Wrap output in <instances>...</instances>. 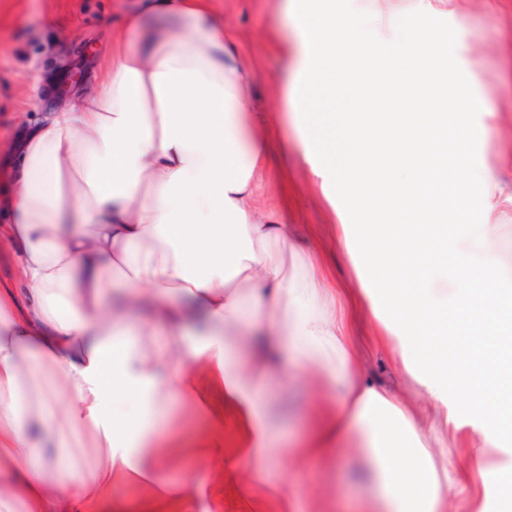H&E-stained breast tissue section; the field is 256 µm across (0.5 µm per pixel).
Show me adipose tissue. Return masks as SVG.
<instances>
[{
    "label": "adipose tissue",
    "instance_id": "adipose-tissue-1",
    "mask_svg": "<svg viewBox=\"0 0 512 512\" xmlns=\"http://www.w3.org/2000/svg\"><path fill=\"white\" fill-rule=\"evenodd\" d=\"M330 0H285L300 34L292 104L329 119L306 136L347 142L353 221L336 227L362 282L351 308L426 407L364 365L336 313L338 288L307 238L260 208L271 113L254 111L250 42L225 30L211 0H140L93 92L73 91L13 143L18 158L0 225L12 275L0 286V512H194L188 483L152 479L168 457L158 432L173 399L195 402L213 438L215 484L237 491L267 473L276 433L271 388L304 373L334 395L313 448L364 451L368 512H444L458 482L448 450L481 419L470 464L491 471L512 512V470L490 449L512 430V224L490 223L473 192L481 102L450 73L438 32L416 13L387 45L372 19L340 21ZM355 113H333L337 89ZM130 285L107 304L110 282ZM232 419L237 445L220 431ZM151 484L131 502L115 477Z\"/></svg>",
    "mask_w": 512,
    "mask_h": 512
}]
</instances>
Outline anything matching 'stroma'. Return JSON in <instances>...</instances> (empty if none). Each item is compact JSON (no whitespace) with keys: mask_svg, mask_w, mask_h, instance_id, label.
<instances>
[{"mask_svg":"<svg viewBox=\"0 0 512 512\" xmlns=\"http://www.w3.org/2000/svg\"><path fill=\"white\" fill-rule=\"evenodd\" d=\"M136 0H0V194L13 172L12 144L33 118L31 100L41 111L62 107L76 88L92 89L93 75L112 47V34ZM226 29L253 40L252 62L259 77L257 92L271 96L281 86L291 63L263 35L277 29L294 38L281 0H212ZM423 5L430 24L447 46L448 66L485 100V109L469 113L480 130L473 161L489 172L491 186H477L475 196L490 209L494 224H512V0H386L373 35L393 42L416 5ZM310 116L281 106L273 146L280 164L271 168L259 189L260 202L276 210L282 223L297 225L310 235V248L324 265L329 280L340 288L358 281L333 238L339 213L349 211L342 182L316 178L325 156L307 143L304 128ZM271 416L279 426L280 449L275 456L276 480L287 482L305 512H356L361 498L364 461L355 448L308 468L306 441L319 418L335 411L334 397L320 393L310 376L301 375L272 392ZM165 429L176 451L152 464L159 476L183 478L193 485L196 512H286L287 506L256 483L248 501H241L232 481L215 486L208 462L195 449L202 430L193 401H177Z\"/></svg>","mask_w":512,"mask_h":512,"instance_id":"35a3bbf8","label":"stroma"}]
</instances>
